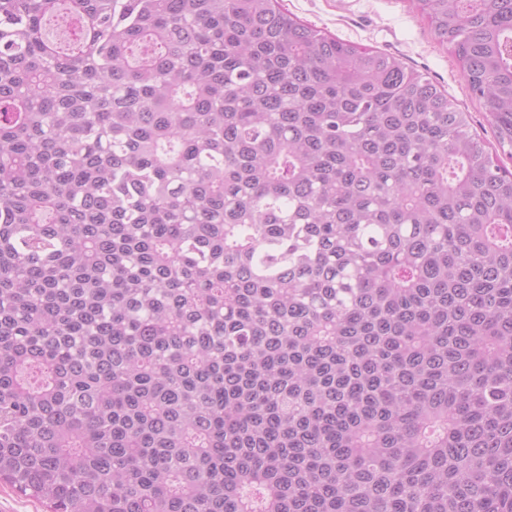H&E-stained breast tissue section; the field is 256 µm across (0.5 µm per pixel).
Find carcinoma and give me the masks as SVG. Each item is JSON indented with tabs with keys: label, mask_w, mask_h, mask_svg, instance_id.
Returning <instances> with one entry per match:
<instances>
[{
	"label": "carcinoma",
	"mask_w": 512,
	"mask_h": 512,
	"mask_svg": "<svg viewBox=\"0 0 512 512\" xmlns=\"http://www.w3.org/2000/svg\"><path fill=\"white\" fill-rule=\"evenodd\" d=\"M416 2L512 144V0ZM0 482L512 512V172L279 0H0Z\"/></svg>",
	"instance_id": "carcinoma-1"
}]
</instances>
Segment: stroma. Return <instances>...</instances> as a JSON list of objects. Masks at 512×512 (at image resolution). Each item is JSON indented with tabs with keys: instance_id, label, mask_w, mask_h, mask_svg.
<instances>
[{
	"instance_id": "stroma-1",
	"label": "stroma",
	"mask_w": 512,
	"mask_h": 512,
	"mask_svg": "<svg viewBox=\"0 0 512 512\" xmlns=\"http://www.w3.org/2000/svg\"><path fill=\"white\" fill-rule=\"evenodd\" d=\"M289 14L324 33L399 58L447 92L490 151L512 171V145L498 143L483 100L473 96L449 45L440 42L415 0H280Z\"/></svg>"
}]
</instances>
